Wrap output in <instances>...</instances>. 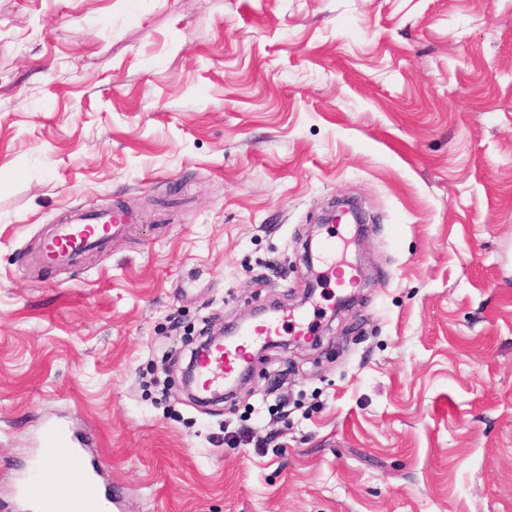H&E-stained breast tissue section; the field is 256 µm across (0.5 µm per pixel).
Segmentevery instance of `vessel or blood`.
Masks as SVG:
<instances>
[{
    "instance_id": "obj_1",
    "label": "vessel or blood",
    "mask_w": 512,
    "mask_h": 512,
    "mask_svg": "<svg viewBox=\"0 0 512 512\" xmlns=\"http://www.w3.org/2000/svg\"><path fill=\"white\" fill-rule=\"evenodd\" d=\"M127 222V216L117 211L76 215L69 223L60 225L55 241L57 252L80 244H93L103 234L118 233ZM287 326L292 328L295 335L307 336L311 333L312 321L307 312L292 310L283 317L263 320L243 329L230 343L198 359L196 380L199 387L216 392L233 383L247 363L251 348L258 342L272 340ZM86 446L85 439L72 433L65 424L57 423L48 428L41 454L50 458L57 451H65L72 469L82 481L77 494L94 500L111 499L113 508L117 510L121 506V499L110 496L108 486L101 481L102 472L98 462L85 454ZM51 475V470L46 467L29 469L19 475L13 489L18 512H63L66 501L71 500L75 493L64 488L54 496H44L42 488L50 481Z\"/></svg>"
}]
</instances>
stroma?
<instances>
[{
    "label": "stroma",
    "instance_id": "stroma-1",
    "mask_svg": "<svg viewBox=\"0 0 512 512\" xmlns=\"http://www.w3.org/2000/svg\"><path fill=\"white\" fill-rule=\"evenodd\" d=\"M351 198L335 318L307 244ZM78 209L132 220L40 265ZM301 302L313 344L182 389ZM54 422L122 512H512V0H0V512Z\"/></svg>",
    "mask_w": 512,
    "mask_h": 512
}]
</instances>
